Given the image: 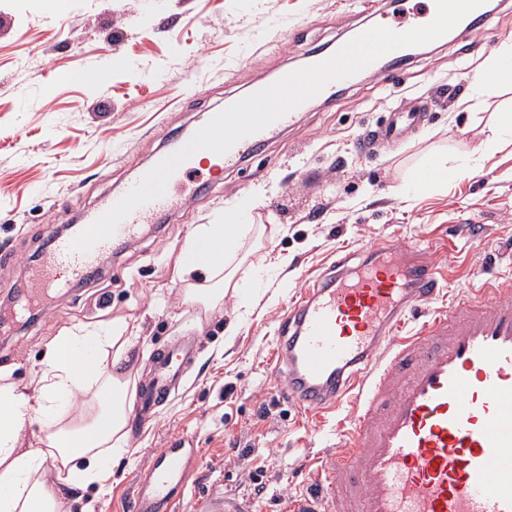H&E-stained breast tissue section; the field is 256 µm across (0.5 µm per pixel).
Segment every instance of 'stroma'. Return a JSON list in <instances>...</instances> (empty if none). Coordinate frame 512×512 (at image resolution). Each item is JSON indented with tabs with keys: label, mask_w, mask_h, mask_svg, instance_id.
<instances>
[{
	"label": "stroma",
	"mask_w": 512,
	"mask_h": 512,
	"mask_svg": "<svg viewBox=\"0 0 512 512\" xmlns=\"http://www.w3.org/2000/svg\"><path fill=\"white\" fill-rule=\"evenodd\" d=\"M385 9L384 0H66L54 14L49 0H0V242L18 257L0 267V300L28 275L22 261L45 225H62L120 188L196 113L384 23ZM488 28L453 31L385 76L361 75L335 101L312 102L250 169L185 190L180 211L108 260L98 281L0 335V370L21 386L35 385L48 344L76 326L128 323L136 341L120 368L134 383L158 349L179 336L197 340L182 387L155 421L128 420L127 451L107 493L71 491L72 512L89 502L96 512H131L138 470L181 435L203 453L180 512H194L195 495L213 488L277 512L284 494L312 486L313 472L298 460L334 450L348 414H301L281 403L269 361L283 309L329 271L337 252L359 263L386 239L425 248L454 229L456 259L446 271L454 292L480 287L491 262L501 281H512V134L490 158L479 151L485 124L512 105V92L488 97L476 113L466 102L482 62L512 41V0H497ZM107 64L106 83L87 81ZM418 96L427 116L400 145L358 148L365 129ZM438 157L463 167L446 183L409 192L416 172ZM257 168L267 169L265 179H253ZM252 199L258 205L245 221L266 230L247 236L241 251L267 293L247 312L230 294L207 313L184 302L178 257L187 239ZM268 253L287 256V268H266ZM257 479L266 487L259 499Z\"/></svg>",
	"instance_id": "1"
}]
</instances>
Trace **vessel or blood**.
I'll return each instance as SVG.
<instances>
[{
	"instance_id": "b4317fda",
	"label": "vessel or blood",
	"mask_w": 512,
	"mask_h": 512,
	"mask_svg": "<svg viewBox=\"0 0 512 512\" xmlns=\"http://www.w3.org/2000/svg\"><path fill=\"white\" fill-rule=\"evenodd\" d=\"M290 111L265 129L211 154L210 175L251 159L273 135L296 124ZM420 118L417 109L394 112L359 139L397 143ZM198 157L182 163L164 195L135 209L114 235L90 251L70 247L120 199L113 192L70 232L51 233V248L17 301L41 307L61 289L57 270L81 282L134 239L143 225L172 216L180 184L200 172ZM351 255L336 273L292 300L272 364L283 380L281 402L330 412L350 401L355 424L340 450L316 470L310 495L287 496L280 512H512V284L486 269L480 289L439 299L450 282L425 249L391 240L358 269ZM194 351L184 339L158 353L141 383L134 415L153 421ZM202 457L186 438L155 453L139 476L133 512H170ZM195 512H254L251 501L221 492L194 502Z\"/></svg>"
}]
</instances>
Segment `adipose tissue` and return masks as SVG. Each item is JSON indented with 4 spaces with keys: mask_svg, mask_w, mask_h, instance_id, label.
I'll list each match as a JSON object with an SVG mask.
<instances>
[{
    "mask_svg": "<svg viewBox=\"0 0 512 512\" xmlns=\"http://www.w3.org/2000/svg\"><path fill=\"white\" fill-rule=\"evenodd\" d=\"M473 87L488 96L512 88V46L484 63ZM247 230L244 224L229 233L220 224L197 227L180 264L185 272L201 271L205 281L184 289L187 302L209 311L231 292L252 306L245 285L255 270L237 259ZM127 330L117 322L109 328L78 326L58 337L42 361L35 389L0 377V512H71L65 488L104 490L114 458L124 453L129 381L113 362L131 343ZM80 396L89 413L68 419ZM33 423L45 428V440L27 448L21 436Z\"/></svg>",
    "mask_w": 512,
    "mask_h": 512,
    "instance_id": "ef3b65f1",
    "label": "adipose tissue"
}]
</instances>
